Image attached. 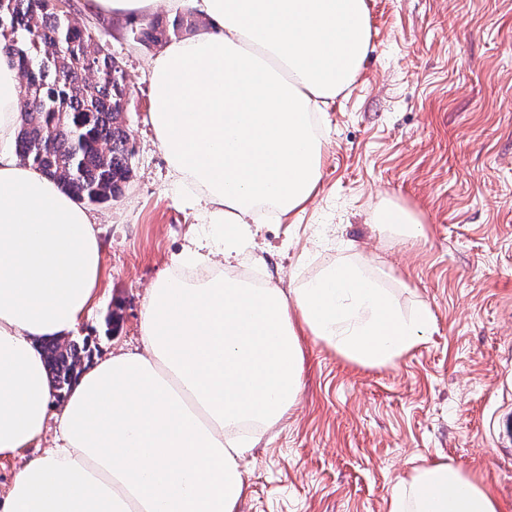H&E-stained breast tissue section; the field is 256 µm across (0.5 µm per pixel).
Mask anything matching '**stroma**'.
<instances>
[{"instance_id":"obj_1","label":"stroma","mask_w":512,"mask_h":512,"mask_svg":"<svg viewBox=\"0 0 512 512\" xmlns=\"http://www.w3.org/2000/svg\"><path fill=\"white\" fill-rule=\"evenodd\" d=\"M372 49L361 77L326 108L322 178L304 211L252 225L250 257L223 263L282 289L338 255H365L401 305L434 322L395 365L364 368L301 337L302 392L241 463L236 512H388L398 483L441 458L483 478L512 512V447L489 422L512 409V0H367ZM71 16L122 63L133 148L124 194L89 210L103 229L101 289L77 328L96 356L143 347L148 289L207 230L149 122L154 49L141 18ZM413 209L427 234L380 233L374 209ZM121 314L118 326L108 318Z\"/></svg>"}]
</instances>
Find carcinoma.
Segmentation results:
<instances>
[{
  "label": "carcinoma",
  "mask_w": 512,
  "mask_h": 512,
  "mask_svg": "<svg viewBox=\"0 0 512 512\" xmlns=\"http://www.w3.org/2000/svg\"><path fill=\"white\" fill-rule=\"evenodd\" d=\"M194 25L191 15L133 31L142 46L157 45ZM0 39L24 82L14 142L19 160L55 180L80 202L105 204L121 197L133 173V149L123 125L125 74L104 37L77 25L53 0H7ZM58 398L80 372L88 344L43 343Z\"/></svg>",
  "instance_id": "carcinoma-1"
}]
</instances>
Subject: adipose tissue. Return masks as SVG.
Wrapping results in <instances>:
<instances>
[{
  "instance_id": "obj_1",
  "label": "adipose tissue",
  "mask_w": 512,
  "mask_h": 512,
  "mask_svg": "<svg viewBox=\"0 0 512 512\" xmlns=\"http://www.w3.org/2000/svg\"><path fill=\"white\" fill-rule=\"evenodd\" d=\"M204 18L150 62L149 120L208 234L174 259L195 266L252 246L250 220L304 210L321 179L323 106L371 49L366 0H166ZM17 70L0 50V457L54 445L18 466L0 512H236L250 450L240 425L270 427L301 393L300 335L348 362L394 365L430 328L386 275L357 256L295 288L161 275L142 316L143 352L110 354L54 406L40 343L70 336L103 266L90 212L7 150L19 123ZM372 220L408 242L425 228L390 202ZM389 512H500L492 491L440 459L414 469Z\"/></svg>"
}]
</instances>
